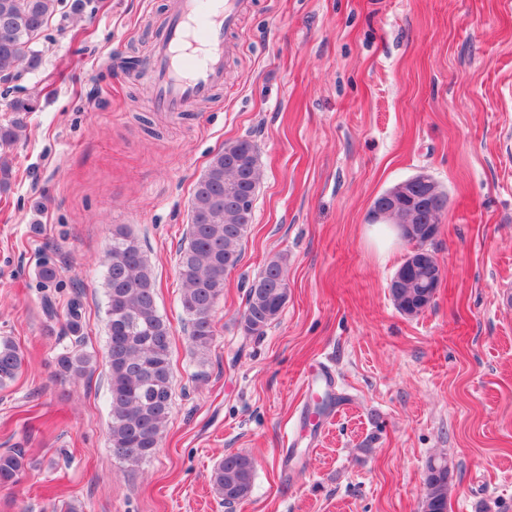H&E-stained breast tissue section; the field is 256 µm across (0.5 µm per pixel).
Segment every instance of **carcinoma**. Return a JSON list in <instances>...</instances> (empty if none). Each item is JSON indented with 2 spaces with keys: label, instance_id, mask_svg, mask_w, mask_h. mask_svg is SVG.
Returning a JSON list of instances; mask_svg holds the SVG:
<instances>
[{
  "label": "carcinoma",
  "instance_id": "carcinoma-1",
  "mask_svg": "<svg viewBox=\"0 0 512 512\" xmlns=\"http://www.w3.org/2000/svg\"><path fill=\"white\" fill-rule=\"evenodd\" d=\"M64 0H0V77L9 78L21 66L36 70L42 55L35 49L41 34L61 13ZM12 115L0 123V193L10 191L12 161L7 150L24 136L30 103L10 104ZM258 180L256 144L239 138L224 143L197 180L191 199L188 236L178 249L180 304L188 324V342L205 362L215 336L213 312L224 295V282L242 259V246L253 223L254 182ZM439 203L429 200L416 210L422 225L434 221ZM435 235L418 237L415 248L428 264L411 268L397 288L390 289L397 310L408 317L425 312L435 300L433 289L418 287L434 282L436 258L428 245ZM104 288L107 297L109 440L113 455L135 467L160 448L173 405L170 322L158 310L153 269L141 242L125 224L112 231V244L104 253ZM288 255L270 259L246 293V306L238 319L247 336H262L276 322L288 301ZM67 328L77 348L63 346L55 357L56 373L63 380L86 376L95 363L79 349L84 343L82 305L74 299L67 308ZM25 363L20 346L0 337V387L13 383ZM30 460L20 448L0 452V487L20 482ZM256 473L255 459L228 452L213 467L210 484L224 503L239 504L250 497ZM452 478L444 456L426 464L424 493L419 512H448Z\"/></svg>",
  "mask_w": 512,
  "mask_h": 512
}]
</instances>
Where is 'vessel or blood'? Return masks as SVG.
<instances>
[{
    "label": "vessel or blood",
    "mask_w": 512,
    "mask_h": 512,
    "mask_svg": "<svg viewBox=\"0 0 512 512\" xmlns=\"http://www.w3.org/2000/svg\"><path fill=\"white\" fill-rule=\"evenodd\" d=\"M242 8L243 0H173L164 36L138 72L158 110L181 112L223 89L227 36Z\"/></svg>",
    "instance_id": "1"
}]
</instances>
